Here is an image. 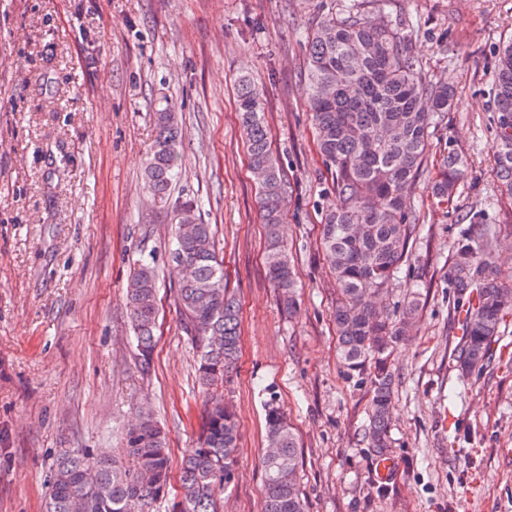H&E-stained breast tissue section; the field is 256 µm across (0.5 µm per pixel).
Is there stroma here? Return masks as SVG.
<instances>
[{
  "mask_svg": "<svg viewBox=\"0 0 512 512\" xmlns=\"http://www.w3.org/2000/svg\"><path fill=\"white\" fill-rule=\"evenodd\" d=\"M345 0H0V512H42L63 448L120 447L151 412L173 463L194 447L204 410L196 353L169 272L174 212L154 199L142 161L156 110L182 120L171 189L212 225L241 304V354L224 397L240 424L224 512H261L264 404L298 437L307 512H512V313L489 366L448 362L460 332L449 297L451 249L469 215L496 225L512 273V199L493 174L488 95L512 0H359L373 18H412L416 61L455 86L411 203L421 214L388 298L422 308L393 357V472L375 474L361 441L368 385L337 357L334 282L319 249L337 203L306 108L304 41ZM249 75L263 89L271 149L286 174L282 226L296 269L287 316L262 258L260 203L235 108ZM468 159L452 203L427 186L444 148ZM159 271L155 368L135 364L126 286L140 259Z\"/></svg>",
  "mask_w": 512,
  "mask_h": 512,
  "instance_id": "1",
  "label": "stroma"
}]
</instances>
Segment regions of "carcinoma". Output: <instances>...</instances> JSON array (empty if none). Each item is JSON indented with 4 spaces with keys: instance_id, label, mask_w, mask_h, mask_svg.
Returning a JSON list of instances; mask_svg holds the SVG:
<instances>
[{
    "instance_id": "1",
    "label": "carcinoma",
    "mask_w": 512,
    "mask_h": 512,
    "mask_svg": "<svg viewBox=\"0 0 512 512\" xmlns=\"http://www.w3.org/2000/svg\"><path fill=\"white\" fill-rule=\"evenodd\" d=\"M416 29L410 23H368L357 0L325 18L305 43L307 107L319 153L333 178L339 205L321 225L319 247L335 276L333 318L340 360L347 376L370 384L368 423L362 442L377 461L390 458V410L395 371L390 356L405 341L420 309V293L411 291L401 313L376 304L374 296L393 290L409 256L420 215L407 211L430 146L431 128L452 110L454 86L433 78L411 55ZM495 126L492 151L502 192L512 196V37L502 43L492 74ZM239 123L248 144L249 169L260 195L264 224V260L282 307L296 312V276L281 231L284 173L269 145L264 92L243 77L236 88ZM157 138L143 162L147 190L164 201L175 179L182 131L175 113H154ZM465 173V161L453 145L443 156L430 185L431 199L452 200ZM197 205L186 202L175 219L172 254L194 271L177 280L176 303L183 329L197 353V374L207 397L196 446L180 469V501L170 512H222V493L234 480L239 424L224 400L240 352L241 315L228 288L224 262L212 225L197 221ZM196 224L191 238L180 236L183 222ZM498 230L475 215L453 244L448 285L461 317V337L449 359L470 373L491 362V343L512 309V276L495 257ZM129 318L139 371L154 370L158 338L157 273L152 259L142 260L127 285ZM220 336L219 349L205 338ZM265 437L277 453L261 460L262 512H306L301 488L298 439L279 404L265 409ZM95 464L98 487L86 493V512H150L166 497L171 459L167 435L151 413L124 435L123 455L93 457L83 448H65L54 459L43 512H73L83 493L81 476Z\"/></svg>"
}]
</instances>
